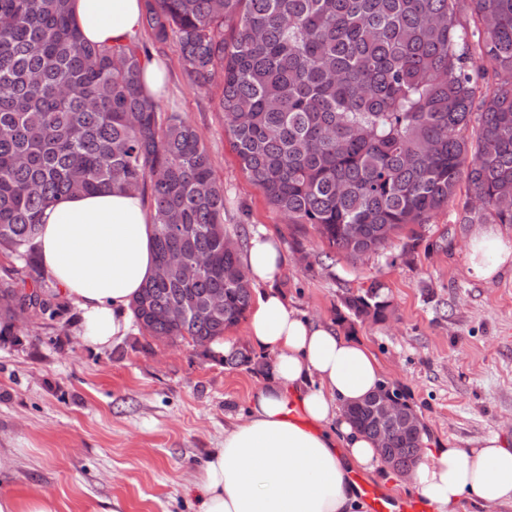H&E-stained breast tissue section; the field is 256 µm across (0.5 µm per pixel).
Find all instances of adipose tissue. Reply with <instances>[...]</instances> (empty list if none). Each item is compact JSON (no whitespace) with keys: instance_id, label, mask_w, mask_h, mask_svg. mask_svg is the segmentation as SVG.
<instances>
[{"instance_id":"1","label":"adipose tissue","mask_w":512,"mask_h":512,"mask_svg":"<svg viewBox=\"0 0 512 512\" xmlns=\"http://www.w3.org/2000/svg\"><path fill=\"white\" fill-rule=\"evenodd\" d=\"M72 12L92 44H123L142 32L141 0H72ZM42 223L41 263L78 308L83 341L107 348L131 336V304L154 271L147 202L120 191L78 195L52 204ZM242 260L257 291L247 337L273 360L246 420L225 428L223 447L194 482L200 512H363L351 472L387 470L344 409L377 391L382 365L365 343L288 302L277 287L285 264L277 236L253 235ZM466 266L476 279L497 280L512 268V240L476 226ZM411 488L435 512H459L469 496L512 504V448L492 435L476 448L424 449Z\"/></svg>"}]
</instances>
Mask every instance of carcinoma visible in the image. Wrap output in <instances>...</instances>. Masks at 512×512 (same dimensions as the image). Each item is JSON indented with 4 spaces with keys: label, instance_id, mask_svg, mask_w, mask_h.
<instances>
[{
    "label": "carcinoma",
    "instance_id": "carcinoma-1",
    "mask_svg": "<svg viewBox=\"0 0 512 512\" xmlns=\"http://www.w3.org/2000/svg\"><path fill=\"white\" fill-rule=\"evenodd\" d=\"M71 2L0 0V344L19 343V306L37 327L70 310L33 251L44 209L118 190L148 201L165 268L132 305L142 351L180 341L247 368L246 347L214 351L253 292L207 148L193 124L143 95L148 46L84 41ZM142 24L156 43L177 40L192 84L222 76L215 109L243 172L330 249L384 251L463 182V223L512 224V0H142ZM172 253L184 263L167 267ZM216 293L220 312L207 305ZM342 304L356 320L391 315L376 282ZM392 392L382 384L349 417L374 435L372 401ZM428 434L394 435L387 464L413 467Z\"/></svg>",
    "mask_w": 512,
    "mask_h": 512
}]
</instances>
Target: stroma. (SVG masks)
Segmentation results:
<instances>
[{
    "label": "stroma",
    "mask_w": 512,
    "mask_h": 512,
    "mask_svg": "<svg viewBox=\"0 0 512 512\" xmlns=\"http://www.w3.org/2000/svg\"><path fill=\"white\" fill-rule=\"evenodd\" d=\"M140 40L167 71L161 112L202 135L224 184L225 224L279 237L289 302L365 341L435 441L474 448L496 434L512 443V270L491 283L467 274L473 227L458 216L468 187L422 226L415 253H404L402 235L380 254L331 251L310 225L288 223L240 168L215 110L221 83L191 84L175 40ZM374 282L392 301L389 322L339 321L345 293ZM68 316L0 346V495L46 493L57 512H97L113 500L124 512H197L191 483L263 375L188 347L144 353L138 333L97 350L78 334V310Z\"/></svg>",
    "instance_id": "obj_1"
}]
</instances>
